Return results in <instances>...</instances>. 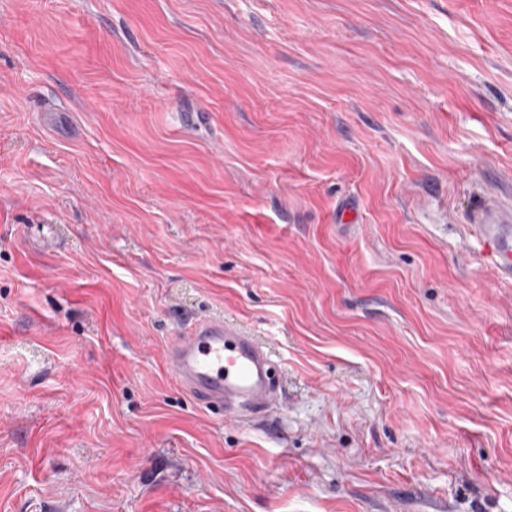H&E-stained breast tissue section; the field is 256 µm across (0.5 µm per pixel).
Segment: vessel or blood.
I'll list each match as a JSON object with an SVG mask.
<instances>
[{
	"mask_svg": "<svg viewBox=\"0 0 512 512\" xmlns=\"http://www.w3.org/2000/svg\"><path fill=\"white\" fill-rule=\"evenodd\" d=\"M470 222L484 243L498 281L512 283V205L487 198ZM166 364L176 383L204 408L241 424L281 398L271 352L237 325L199 317L171 343Z\"/></svg>",
	"mask_w": 512,
	"mask_h": 512,
	"instance_id": "vessel-or-blood-1",
	"label": "vessel or blood"
}]
</instances>
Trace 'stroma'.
I'll list each match as a JSON object with an SVG mask.
<instances>
[{
  "label": "stroma",
  "instance_id": "35a3bbf8",
  "mask_svg": "<svg viewBox=\"0 0 512 512\" xmlns=\"http://www.w3.org/2000/svg\"><path fill=\"white\" fill-rule=\"evenodd\" d=\"M512 0H0V512H512ZM269 345L251 424L165 365ZM470 222L484 243L496 279L512 283V205L484 199L471 211ZM165 359L176 383L225 421L244 424L280 401L272 353L235 324L196 318Z\"/></svg>",
  "mask_w": 512,
  "mask_h": 512
}]
</instances>
